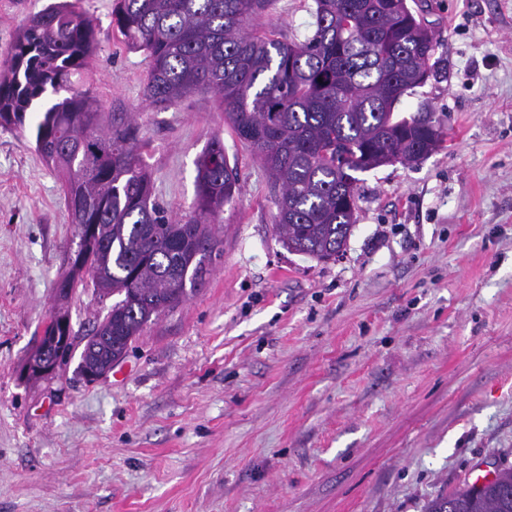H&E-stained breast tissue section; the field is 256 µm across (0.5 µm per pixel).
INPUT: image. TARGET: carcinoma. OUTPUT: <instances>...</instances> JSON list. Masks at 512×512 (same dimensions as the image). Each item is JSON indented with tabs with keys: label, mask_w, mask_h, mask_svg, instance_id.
<instances>
[{
	"label": "carcinoma",
	"mask_w": 512,
	"mask_h": 512,
	"mask_svg": "<svg viewBox=\"0 0 512 512\" xmlns=\"http://www.w3.org/2000/svg\"><path fill=\"white\" fill-rule=\"evenodd\" d=\"M275 0H115L112 24L150 61L145 96L172 105L213 93L224 123L257 154L274 189L275 224L288 250L320 261L346 246L356 224L357 174L377 157L408 161L444 135L429 112L398 117L396 106L431 73L437 42L407 0H314L315 30L303 41L256 32L251 23ZM96 48L78 6L53 4L19 29L0 70V127L21 129L34 101L52 103L35 127V151L61 182L87 279L100 296L119 297L99 325L109 343L82 351L88 369L120 361L152 317L202 287L220 254L218 212L239 190L220 138L196 160V216L177 224L152 200L141 143L130 128H99V105L71 81L89 70ZM426 512H512V467L478 489L432 500Z\"/></svg>",
	"instance_id": "carcinoma-1"
}]
</instances>
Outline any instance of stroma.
I'll return each instance as SVG.
<instances>
[{"label":"stroma","mask_w":512,"mask_h":512,"mask_svg":"<svg viewBox=\"0 0 512 512\" xmlns=\"http://www.w3.org/2000/svg\"><path fill=\"white\" fill-rule=\"evenodd\" d=\"M52 0H0V62ZM80 0L89 87L134 123L153 198L188 220L196 159L220 138L240 191L204 286L152 320L114 374L20 366L54 311L72 245L61 183L30 132L0 127V512H424L474 467H512V0H426L438 77L398 106L432 112L444 149L362 173L343 254L291 252L269 177L195 92L152 105L149 60ZM314 0L256 20L301 41ZM112 307L67 305L83 348Z\"/></svg>","instance_id":"1"}]
</instances>
